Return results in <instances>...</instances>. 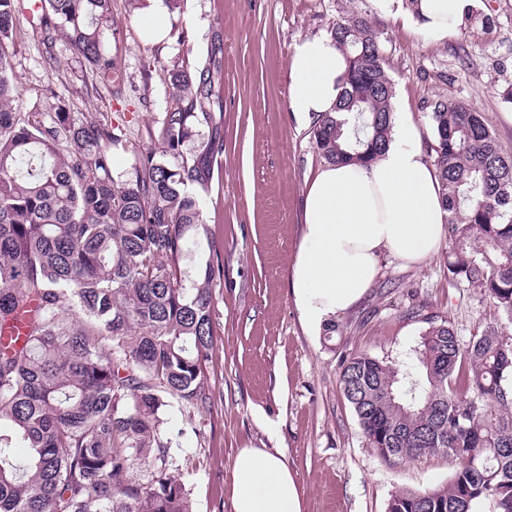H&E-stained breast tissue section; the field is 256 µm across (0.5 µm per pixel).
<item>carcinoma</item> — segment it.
<instances>
[{"instance_id":"1","label":"carcinoma","mask_w":512,"mask_h":512,"mask_svg":"<svg viewBox=\"0 0 512 512\" xmlns=\"http://www.w3.org/2000/svg\"><path fill=\"white\" fill-rule=\"evenodd\" d=\"M22 0H0V512H191L168 472L171 400L207 404L213 288L224 265L201 193L224 146L210 74L171 75V105L147 128L160 151L116 167L109 115L18 111L9 57ZM112 0H40L33 35L59 40L108 83L101 45ZM348 88L314 139L330 163L386 148L394 96L381 40L364 18L336 22ZM433 166L447 204L448 278L490 296L512 321V156L463 101L430 104ZM207 139L187 149L196 127ZM207 244L194 269L184 263ZM405 372L361 353L342 389L367 444L389 463L460 460L439 490L392 496L387 512H512V344L489 331L468 346L447 322ZM25 448L17 463L12 449ZM145 479L127 477L134 462Z\"/></svg>"}]
</instances>
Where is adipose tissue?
I'll use <instances>...</instances> for the list:
<instances>
[{
	"instance_id": "obj_1",
	"label": "adipose tissue",
	"mask_w": 512,
	"mask_h": 512,
	"mask_svg": "<svg viewBox=\"0 0 512 512\" xmlns=\"http://www.w3.org/2000/svg\"><path fill=\"white\" fill-rule=\"evenodd\" d=\"M473 0H420V27L443 42ZM348 64L331 35L300 39L291 60L288 105L319 120L334 111ZM420 133L397 113L391 140L371 163H328L303 201L305 233L292 277L304 319L313 326L351 309L370 288L382 254L404 263L433 257L447 216L435 169L419 147ZM234 512H301L295 479L280 453L242 449L233 467Z\"/></svg>"
}]
</instances>
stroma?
<instances>
[{
  "label": "stroma",
  "instance_id": "35a3bbf8",
  "mask_svg": "<svg viewBox=\"0 0 512 512\" xmlns=\"http://www.w3.org/2000/svg\"><path fill=\"white\" fill-rule=\"evenodd\" d=\"M349 14L379 33L394 97L419 129L425 159L434 155L428 104L437 99L478 106L512 154V0H474L439 45L421 31L411 0H396L388 12L376 0H182L174 17L190 16L188 36L158 45L143 41L136 5L112 0L101 40L124 81L97 86L92 96L85 90L97 85L96 74L69 44L58 41L47 60L31 20L17 19L11 56L22 111H51L41 93L49 84L74 118L110 114L121 169L152 148L145 128L170 107L172 70L185 60L200 69L219 65L224 148L203 195L224 264L214 289L209 402L200 409L177 403L168 413L170 470L192 512H233V463L244 448L283 455L302 512H387L397 493L446 486L458 461L436 455L393 464L369 447L343 395V368L358 353L404 365L434 318L465 345L490 329L512 342V322L487 295L449 280L447 239L425 262L383 255L363 299L322 327L301 315L291 276L303 241L302 201L325 161L314 121L288 110L291 58L301 38L333 33Z\"/></svg>",
  "mask_w": 512,
  "mask_h": 512
}]
</instances>
